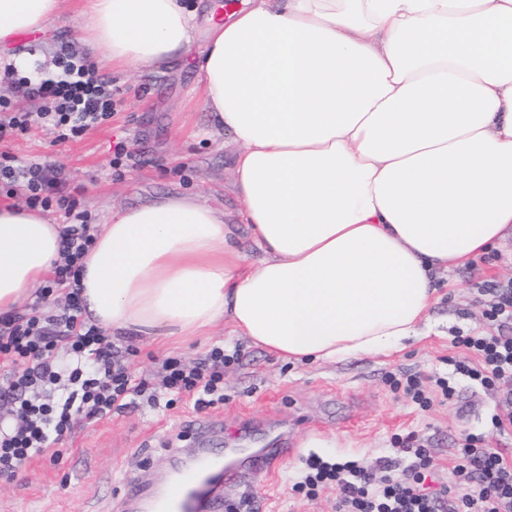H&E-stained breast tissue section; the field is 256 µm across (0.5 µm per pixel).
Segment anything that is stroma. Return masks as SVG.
<instances>
[{"instance_id": "obj_1", "label": "stroma", "mask_w": 512, "mask_h": 512, "mask_svg": "<svg viewBox=\"0 0 512 512\" xmlns=\"http://www.w3.org/2000/svg\"><path fill=\"white\" fill-rule=\"evenodd\" d=\"M76 8V0H61L48 30L16 40L6 60H21L22 73L31 79H60L61 46H79ZM100 73L112 81L114 110L108 121L65 142L54 129L36 124L16 141L0 144V151L22 164L59 167L70 185L81 187L79 207L93 224L104 223L114 208L140 206L171 191L237 213L224 132L191 99L197 70L177 62L166 69L104 67ZM120 141L135 152V161L114 162L113 148ZM510 279L512 237L442 273L428 311L434 333L388 356L284 362L233 334L228 324L175 350L138 341L139 354L130 360L138 375L156 374L161 360L171 355L198 361L223 342L239 345L243 357L224 372L223 403L205 411H196L186 398L164 412L144 405L96 421L78 420L72 437L61 444L60 462L38 459L13 480H0V512H121L131 483L161 487L169 481L174 449L204 446L222 458L234 440L252 452L293 450L277 474L255 475L244 495L227 499L232 505L250 497L258 512H336V488L313 500L292 492L306 461L360 460L373 467L395 457V437L410 434L440 465L442 482L452 483L449 460L463 432L485 435L487 446L512 453V434L489 426L494 398L463 382L454 400L422 412L391 392L386 377L398 371L448 372L453 337L490 329L480 313L478 287ZM313 429L321 434L315 448L308 438Z\"/></svg>"}]
</instances>
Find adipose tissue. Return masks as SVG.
I'll return each mask as SVG.
<instances>
[{
  "label": "adipose tissue",
  "instance_id": "adipose-tissue-1",
  "mask_svg": "<svg viewBox=\"0 0 512 512\" xmlns=\"http://www.w3.org/2000/svg\"><path fill=\"white\" fill-rule=\"evenodd\" d=\"M80 2L96 64L192 60L261 253L192 195L114 209L80 276L113 335L164 345L224 322L288 362L387 355L432 332L437 271L512 231V0ZM59 6L0 0V48ZM60 233L0 204V313L53 274Z\"/></svg>",
  "mask_w": 512,
  "mask_h": 512
}]
</instances>
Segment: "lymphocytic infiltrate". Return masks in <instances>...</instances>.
<instances>
[{
  "instance_id": "f902f5d3",
  "label": "lymphocytic infiltrate",
  "mask_w": 512,
  "mask_h": 512,
  "mask_svg": "<svg viewBox=\"0 0 512 512\" xmlns=\"http://www.w3.org/2000/svg\"><path fill=\"white\" fill-rule=\"evenodd\" d=\"M59 62L62 79L18 87L23 96L42 100L40 112H14L0 99V143L26 134L35 122L58 130L66 141L111 118V80L69 47H62ZM0 187L27 208L55 207L67 220L61 259L48 284L21 311L0 314V394L10 403L0 415L1 478L13 479L37 458L59 461L58 444L73 433L77 415L98 420L138 400L166 409L186 396L199 411L223 402L224 371L239 362V347L213 346L194 363L165 358L156 382L134 375L122 362V355H137L135 345L115 350L106 330L84 319L79 277L94 245V227L77 211L60 170L38 162L18 166L1 153ZM491 295L482 316L498 331L454 337L451 376L392 373L387 383L425 410L453 399L455 378L473 381L497 396L491 425L502 434L512 431V281L497 285ZM405 451L402 467L391 459L375 469L355 460H308L293 489L313 497L336 485V512H512V456L486 447L483 436L467 433L457 440L455 483L448 487L434 485V458L427 450L409 445Z\"/></svg>"
}]
</instances>
